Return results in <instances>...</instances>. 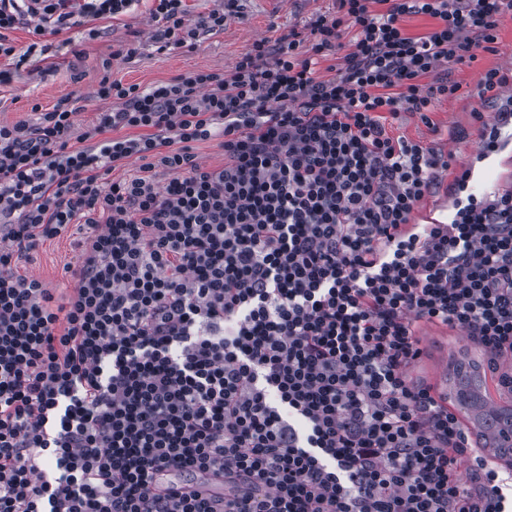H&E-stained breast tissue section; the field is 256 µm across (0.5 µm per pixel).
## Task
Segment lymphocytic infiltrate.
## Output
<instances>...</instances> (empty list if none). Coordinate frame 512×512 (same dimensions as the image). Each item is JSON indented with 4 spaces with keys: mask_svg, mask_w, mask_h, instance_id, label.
I'll list each match as a JSON object with an SVG mask.
<instances>
[{
    "mask_svg": "<svg viewBox=\"0 0 512 512\" xmlns=\"http://www.w3.org/2000/svg\"><path fill=\"white\" fill-rule=\"evenodd\" d=\"M139 2L0 0V59L26 62L19 24L55 35ZM152 2L160 52L241 15ZM507 13L336 0L225 73L102 77L112 106L82 146L66 100L0 123V512H512V470L481 459L461 479L460 420L407 375L425 320L469 336L512 390V186L476 196L458 174L449 222L412 223L449 158L385 124L454 95L449 66L490 50ZM408 15L434 24L409 34ZM217 132L213 169L194 144ZM133 160L140 174L111 180ZM74 224L90 234L58 297L16 263ZM162 469L253 490L172 495Z\"/></svg>",
    "mask_w": 512,
    "mask_h": 512,
    "instance_id": "1",
    "label": "lymphocytic infiltrate"
}]
</instances>
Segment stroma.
<instances>
[{
    "label": "stroma",
    "mask_w": 512,
    "mask_h": 512,
    "mask_svg": "<svg viewBox=\"0 0 512 512\" xmlns=\"http://www.w3.org/2000/svg\"><path fill=\"white\" fill-rule=\"evenodd\" d=\"M149 8L148 0H142L134 13L121 19L95 20L90 26L42 39L26 24L10 31L8 37L17 53H29L30 59L16 71L12 83L0 89V122L30 121L34 118L33 105L47 109L60 100L77 98L81 110L71 134L80 136L95 122L98 112L108 107L94 96L103 74L145 88L188 71H228L254 41L275 40L289 27L304 29L313 15L335 13L336 0H243L242 18L228 20L221 32L203 35L195 48L161 54L151 48L132 59L118 56L119 45L133 35L148 37L152 28ZM497 36L494 50L478 51L474 61L451 68L449 77L459 90L436 102L427 117L402 111L386 121L392 134L453 155L449 169L440 174L435 194L421 202L419 212L450 203L455 176L478 151L474 131L479 121H493L499 112L495 106L482 107L478 82L485 70L512 64V15L500 17ZM478 111L483 114L479 120L474 117ZM84 237V231L73 226L60 237L44 241L19 260L18 273L38 277L54 292H64L69 286L64 269L78 254ZM416 332L423 354L408 370L414 383L432 385L434 372L444 359L473 352L468 336L448 326L421 321Z\"/></svg>",
    "instance_id": "obj_1"
}]
</instances>
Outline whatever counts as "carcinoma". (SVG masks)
<instances>
[{"label":"carcinoma","instance_id":"obj_1","mask_svg":"<svg viewBox=\"0 0 512 512\" xmlns=\"http://www.w3.org/2000/svg\"><path fill=\"white\" fill-rule=\"evenodd\" d=\"M448 382L450 392L454 394L457 404L466 406V412L476 429V435L483 438L487 432L485 422L488 415L484 413L486 409L491 410L493 414L505 415L512 420V407L503 409L493 406L483 395L485 378L480 373V365L477 361L466 357L454 361L448 372Z\"/></svg>","mask_w":512,"mask_h":512}]
</instances>
